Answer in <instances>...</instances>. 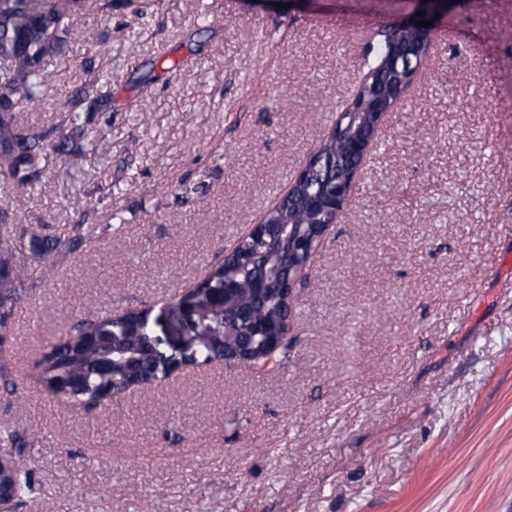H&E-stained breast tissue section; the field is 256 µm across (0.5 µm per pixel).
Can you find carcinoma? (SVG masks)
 Masks as SVG:
<instances>
[{
  "instance_id": "obj_1",
  "label": "carcinoma",
  "mask_w": 512,
  "mask_h": 512,
  "mask_svg": "<svg viewBox=\"0 0 512 512\" xmlns=\"http://www.w3.org/2000/svg\"><path fill=\"white\" fill-rule=\"evenodd\" d=\"M93 13L108 18L112 0H0V176L21 185L39 181L49 166L54 146L50 132L24 126L21 114L48 100L52 87L50 59L64 51L73 19ZM67 109L69 137L81 136L87 114L97 111L100 96L84 94ZM321 147L335 159L336 169L347 172L342 144L325 140ZM324 177L310 174L291 190L292 203L277 205L268 220L276 234L260 243L242 241L225 263L213 268L193 290L159 303L163 316L189 317L186 338L177 350L161 338L154 315L101 314L79 321L58 340L47 344L39 368L47 390L72 405H95L105 396L125 392L142 377L161 380L176 364L199 366L224 361V351L239 346L248 330L241 322H224V307L215 296L224 292V280H259L260 292L241 288L236 303L254 310L258 317L279 325L288 316L283 286L288 265L302 264L307 257L294 253L285 258L288 240H316L323 212L311 206L309 196L324 188ZM24 274L7 256H0V309L8 312L20 297ZM36 492L31 477L17 467L6 474L5 503L10 509Z\"/></svg>"
}]
</instances>
